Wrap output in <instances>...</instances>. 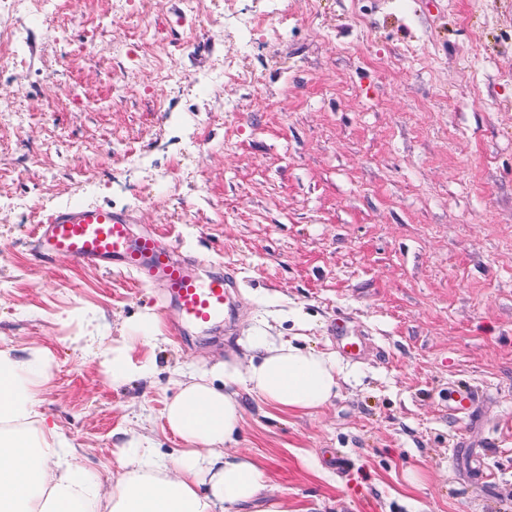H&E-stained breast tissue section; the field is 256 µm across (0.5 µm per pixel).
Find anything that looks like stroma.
<instances>
[{"label": "stroma", "mask_w": 512, "mask_h": 512, "mask_svg": "<svg viewBox=\"0 0 512 512\" xmlns=\"http://www.w3.org/2000/svg\"><path fill=\"white\" fill-rule=\"evenodd\" d=\"M278 39L225 29L224 0H0L23 50L0 66V344L54 355L43 410L90 475L125 431L181 448L161 411L191 363L235 361L254 329L337 353L365 340L324 410L241 392L238 447L290 512H512V0H233ZM154 46L146 53L140 30ZM254 83L227 78L225 64ZM106 205L178 257L234 274L230 330L178 332L161 287L30 236ZM104 347L157 315L153 375L113 387ZM479 399L459 411L456 392Z\"/></svg>", "instance_id": "35a3bbf8"}]
</instances>
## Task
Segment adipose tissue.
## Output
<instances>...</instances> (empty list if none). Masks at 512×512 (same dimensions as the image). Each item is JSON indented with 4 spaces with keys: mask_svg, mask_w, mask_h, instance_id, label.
<instances>
[{
    "mask_svg": "<svg viewBox=\"0 0 512 512\" xmlns=\"http://www.w3.org/2000/svg\"><path fill=\"white\" fill-rule=\"evenodd\" d=\"M164 337L143 315L132 335L106 352L113 385L152 374L151 349ZM242 358L180 373L162 410L164 429L184 443L163 454L150 436L131 432L111 484L89 478L65 432L42 410L53 360L43 344L17 354L0 346V512H289L266 496L268 476L236 450L244 421L241 392L280 412H314L331 403L346 372L335 355L257 330Z\"/></svg>",
    "mask_w": 512,
    "mask_h": 512,
    "instance_id": "adipose-tissue-1",
    "label": "adipose tissue"
}]
</instances>
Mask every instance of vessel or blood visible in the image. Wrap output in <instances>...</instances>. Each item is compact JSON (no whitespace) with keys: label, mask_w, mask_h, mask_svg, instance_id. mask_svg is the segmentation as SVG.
I'll list each match as a JSON object with an SVG mask.
<instances>
[{"label":"vessel or blood","mask_w":512,"mask_h":512,"mask_svg":"<svg viewBox=\"0 0 512 512\" xmlns=\"http://www.w3.org/2000/svg\"><path fill=\"white\" fill-rule=\"evenodd\" d=\"M125 214L87 203L56 210L39 224L32 248L42 265L59 255L104 270L133 272L139 281L160 284L178 308L180 328L207 329L224 318L231 273L201 274L197 262L176 258L156 229L133 232Z\"/></svg>","instance_id":"vessel-or-blood-1"}]
</instances>
